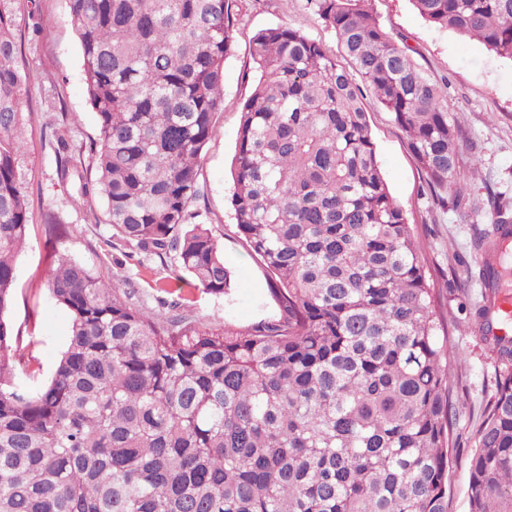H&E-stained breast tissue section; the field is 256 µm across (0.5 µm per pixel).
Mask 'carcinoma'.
Listing matches in <instances>:
<instances>
[{
    "label": "carcinoma",
    "mask_w": 512,
    "mask_h": 512,
    "mask_svg": "<svg viewBox=\"0 0 512 512\" xmlns=\"http://www.w3.org/2000/svg\"><path fill=\"white\" fill-rule=\"evenodd\" d=\"M23 0H0V512H449L457 357L424 253L392 196L364 91L406 133L432 206L464 198L463 134L448 100L369 0H310L347 65L301 32L252 38L231 208L275 313L213 326L154 317L56 252L51 300L70 316L47 380L6 319L28 212L18 160L29 75ZM98 136L94 179L119 241L206 294L232 288L224 246L193 221L198 160L223 109L236 0H69ZM432 27L512 60V0H412ZM469 275L495 387L469 462V512H512V339L494 298L512 282V199L488 194Z\"/></svg>",
    "instance_id": "carcinoma-1"
}]
</instances>
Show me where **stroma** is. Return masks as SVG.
<instances>
[{
  "instance_id": "1",
  "label": "stroma",
  "mask_w": 512,
  "mask_h": 512,
  "mask_svg": "<svg viewBox=\"0 0 512 512\" xmlns=\"http://www.w3.org/2000/svg\"><path fill=\"white\" fill-rule=\"evenodd\" d=\"M371 6L392 36L413 48L416 62L445 83L448 113L460 125L465 143L475 147L474 152L462 154L464 163L476 165L468 182L470 196L481 200L490 191L512 196V60L489 53L477 41L431 27L411 0H371ZM269 26L299 30L331 54L339 52L334 32L310 0H237L234 46L224 63V110L201 154L199 181L204 195L195 205L200 222L208 224L224 245L233 288L227 296L207 295L188 286L169 294L159 291L155 282L176 278L174 266L142 256L115 265L121 246L111 226L92 217L102 209L100 197H80L78 181L62 183L57 178L62 138L70 145L68 155L78 171L90 172L87 147L98 135V118L89 103L68 0H25L19 36L29 94L19 167L29 226L27 243L17 257L16 294L9 313L15 335L31 346L33 358L24 365V373L48 375L65 346L69 316L51 301L44 278L56 249L112 280L136 305L154 313L170 316L188 307L197 318L212 323L229 319L245 325L273 312L266 272L239 239L230 205V168L241 106L253 84L251 40ZM366 108L386 182L424 243L425 261L448 321L449 347L460 358L463 401L455 414L459 446L448 481L450 512H468V463L497 367L495 355L468 328L469 312L480 302L482 288L467 269L478 262L472 242L478 230L488 228L489 211L483 208L465 218L452 211L432 212L406 133L374 100H367ZM51 224L65 225L68 231L60 243L49 238Z\"/></svg>"
}]
</instances>
